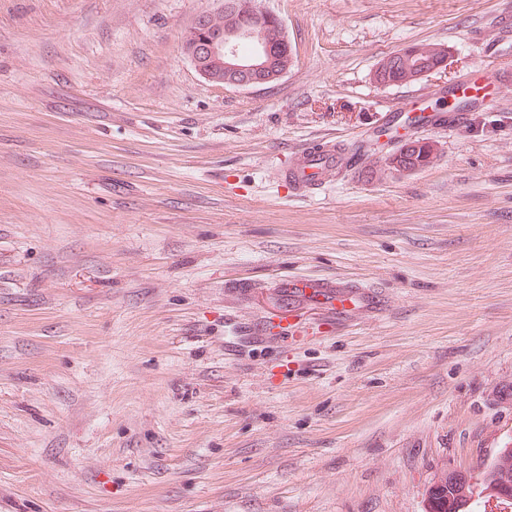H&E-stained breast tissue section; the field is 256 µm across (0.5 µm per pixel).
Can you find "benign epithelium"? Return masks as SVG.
Instances as JSON below:
<instances>
[{
	"instance_id": "7a95c632",
	"label": "benign epithelium",
	"mask_w": 512,
	"mask_h": 512,
	"mask_svg": "<svg viewBox=\"0 0 512 512\" xmlns=\"http://www.w3.org/2000/svg\"><path fill=\"white\" fill-rule=\"evenodd\" d=\"M218 7L198 15L190 32L193 37L182 42V52L205 80L225 86L251 88L263 86L284 77L288 69L276 61V51L294 56L283 20L264 9L257 0H216ZM226 10H246L256 14L266 28V39L250 45L251 28L230 32L214 29L209 24L213 14ZM448 489L457 494L467 489L472 499L483 502L485 512H512V488L502 480L493 481L488 466L476 472H448Z\"/></svg>"
}]
</instances>
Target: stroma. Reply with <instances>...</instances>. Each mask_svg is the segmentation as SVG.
<instances>
[{
  "mask_svg": "<svg viewBox=\"0 0 512 512\" xmlns=\"http://www.w3.org/2000/svg\"><path fill=\"white\" fill-rule=\"evenodd\" d=\"M258 3L295 55L242 89L181 51L215 0H0V512H426L512 443V0ZM466 80L432 167L290 185ZM301 279L377 305L267 332ZM409 48L413 50L414 54L408 52L404 53L402 57L399 53L392 56L394 60L400 57L398 62L394 63L390 56L381 60L373 73V80L376 76L381 77V81L389 86H403L414 83L421 79L418 75L423 68H434L447 55V50L449 54L448 47L441 43H421ZM438 67L423 71L421 76H427ZM350 161L348 155L334 146H310L300 152L298 164L290 170V178L297 186L306 187L325 180L336 170L347 169ZM315 173L316 177H311Z\"/></svg>",
  "mask_w": 512,
  "mask_h": 512,
  "instance_id": "35a3bbf8",
  "label": "stroma"
}]
</instances>
